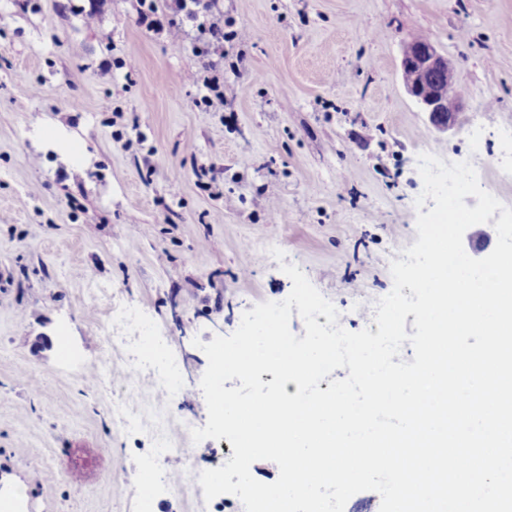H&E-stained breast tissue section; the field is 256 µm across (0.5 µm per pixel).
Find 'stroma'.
<instances>
[{"label":"stroma","mask_w":512,"mask_h":512,"mask_svg":"<svg viewBox=\"0 0 512 512\" xmlns=\"http://www.w3.org/2000/svg\"><path fill=\"white\" fill-rule=\"evenodd\" d=\"M137 0H0V486L31 512H215L171 472L220 467L205 426L201 343L284 300L299 266L356 332L418 238V157L482 135L484 190L512 128V0H224L246 28L224 48L223 111L188 81L198 61L140 26ZM97 9L87 25L84 13ZM427 34L461 79L464 120L441 133L401 82ZM108 64L110 75L99 72ZM273 241L284 261L261 260ZM142 308L183 368L181 398L127 389L106 345L108 295ZM161 415L176 446L117 432L113 403Z\"/></svg>","instance_id":"stroma-1"}]
</instances>
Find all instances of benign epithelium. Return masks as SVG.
Wrapping results in <instances>:
<instances>
[{
	"label": "benign epithelium",
	"mask_w": 512,
	"mask_h": 512,
	"mask_svg": "<svg viewBox=\"0 0 512 512\" xmlns=\"http://www.w3.org/2000/svg\"><path fill=\"white\" fill-rule=\"evenodd\" d=\"M400 74L407 94L440 132L460 128L458 113L448 110V97L458 96V73L431 41L407 39L402 46Z\"/></svg>",
	"instance_id": "7a95c632"
}]
</instances>
